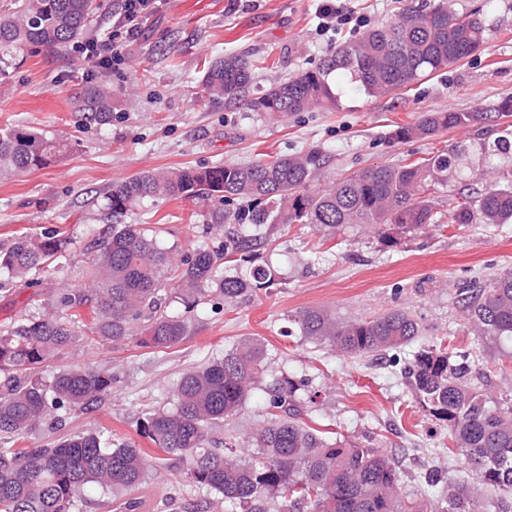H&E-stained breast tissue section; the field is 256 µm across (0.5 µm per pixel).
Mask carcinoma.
Segmentation results:
<instances>
[{
    "instance_id": "carcinoma-1",
    "label": "carcinoma",
    "mask_w": 512,
    "mask_h": 512,
    "mask_svg": "<svg viewBox=\"0 0 512 512\" xmlns=\"http://www.w3.org/2000/svg\"><path fill=\"white\" fill-rule=\"evenodd\" d=\"M99 9L96 0H9L0 7V72L16 65V53L28 49L62 54L84 38ZM484 22L475 12H457L449 0L407 5L393 20L339 46L315 70H305L246 101V109L265 120L280 121L296 112L336 106L328 79L342 71L367 93L389 95L408 84L456 64L481 50ZM252 78L244 55L216 60L204 74L213 95L238 99ZM75 107L85 123L112 122V90L105 83L86 86ZM483 112H424L413 123L396 126L392 138H430L440 132L482 123ZM66 144L43 130L0 131V174L41 169ZM466 149L451 145L428 158L399 166L365 168L335 185L310 189L327 156L319 148L255 163L218 164L148 171L112 184L102 196V223L93 229L86 251L93 254L91 284L61 298L66 309L91 306L99 313L87 325L61 314L25 319L0 328V436H20L42 422L52 409L68 405L80 411L99 407L112 393V378L94 370L62 369L50 384L19 373L90 333L118 345L135 337L152 347H170L186 334L188 318L167 312V283L186 292L191 310L213 288L224 300L274 284L268 266L225 276L220 267L254 252L257 239L234 235L221 252L198 248L177 258L160 245L151 229L127 218L145 203L168 198L213 203L214 224H314L334 230L368 224L393 242L438 222L431 197L459 175ZM242 199L247 206L233 215L224 203ZM456 224H512V174L498 173L477 195L459 192L450 200ZM70 240L57 234L21 236L0 244V273L23 278L44 270ZM460 302L479 335L512 355V272L477 288H466ZM294 322L301 334L326 340L350 356L385 353L410 344L419 324L406 311L394 310L368 320L339 322L308 309ZM265 351L246 342L187 373L177 386L173 411L156 412L143 424V435L157 450L185 463L187 478L223 496L244 512H267L269 499L284 498L295 512H407L397 465L373 448L329 443L302 426L294 408L297 388L275 380L270 406L284 415L268 421L249 437L260 458H242L213 432L238 413L264 372ZM417 397L437 419L448 423L456 447L466 456L472 476L440 486L445 512H478V489L491 485L500 494V512H512V405L504 406L473 386L471 362L454 358L447 348L422 345L407 369ZM145 452L128 443L105 445L89 433L52 446L0 451V512H75L89 484L116 495L145 482Z\"/></svg>"
}]
</instances>
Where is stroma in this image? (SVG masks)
Masks as SVG:
<instances>
[{"label":"stroma","mask_w":512,"mask_h":512,"mask_svg":"<svg viewBox=\"0 0 512 512\" xmlns=\"http://www.w3.org/2000/svg\"><path fill=\"white\" fill-rule=\"evenodd\" d=\"M320 0H158L142 32L125 55L104 68L76 65V49L61 56L24 53L0 75V129L35 127L66 143L49 166L0 176V243L27 234L60 232L72 244L36 279L0 276V326L37 318L58 308L59 298L88 286L92 257L85 250L97 224V197L117 181L154 169L247 163L269 155L321 148L329 162L314 181L325 188L341 177L376 165H402L454 143L468 155L460 177L451 179L433 203L438 223L388 244L364 224L336 233L311 224L238 226L260 234L258 263L279 272L274 285L225 303L210 295L187 323L182 340L168 348L130 339L115 346L81 337L40 371L50 380L63 368L88 367L112 378V394L97 409L62 407L57 425L42 424L0 447L19 449L98 432L113 443L151 452L145 483L122 497L88 487L77 512H231L216 493L189 483L175 457L154 452L142 424L156 410L177 405L182 374L247 341L266 351L268 378L299 383L301 420L328 442L346 441L376 449L397 464L401 493L423 512H442L426 483L437 470L447 478L467 475L468 462L444 422L423 406L402 375L419 344L448 347L474 361L475 385H492L512 405V357L472 330L458 301L464 288L482 285L512 269V224H456L448 201L467 188H484L488 169L479 139L493 141L506 125L496 111L512 96V0H453L459 11H479L487 28L483 50L393 94H366L350 76H333L336 107L301 112L287 121L260 120L241 103L210 95L203 82L209 60L246 54L253 63L248 97L260 96L279 80L319 66L337 46L359 38L344 27L322 31ZM112 88V123L84 124L72 101L89 82ZM487 113L481 132L453 129L427 139L396 142L394 126L424 112ZM198 199H163L130 216L133 224L157 228L160 243L179 255L205 246L224 247L228 225L211 223ZM406 309L417 318L419 343L386 357H350L329 343L302 336L294 315L325 311L341 320L369 318ZM265 386L219 431L225 442L251 457L246 440L268 418Z\"/></svg>","instance_id":"obj_1"}]
</instances>
